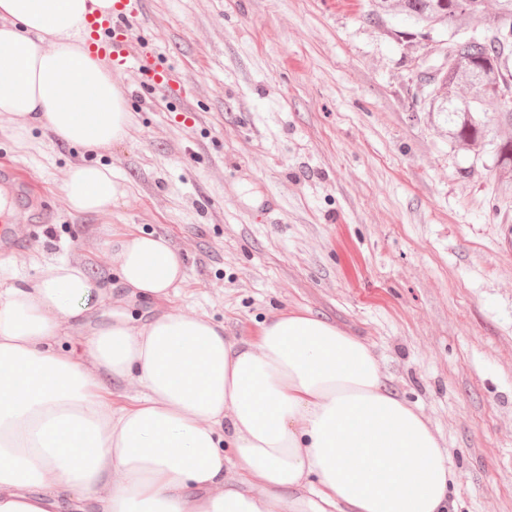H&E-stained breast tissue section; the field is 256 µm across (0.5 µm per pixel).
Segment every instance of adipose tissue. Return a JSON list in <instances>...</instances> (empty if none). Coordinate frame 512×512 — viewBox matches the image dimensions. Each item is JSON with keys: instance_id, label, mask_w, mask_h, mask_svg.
I'll return each mask as SVG.
<instances>
[{"instance_id": "ef3b65f1", "label": "adipose tissue", "mask_w": 512, "mask_h": 512, "mask_svg": "<svg viewBox=\"0 0 512 512\" xmlns=\"http://www.w3.org/2000/svg\"><path fill=\"white\" fill-rule=\"evenodd\" d=\"M111 5L0 0V116L18 142L34 124L88 149L128 137L125 94L86 46ZM63 191L77 214L127 195L99 164L73 166ZM111 250L121 286L161 309L112 321L83 353L58 343L107 294L82 262L0 290V512L75 496L94 512H450L447 450L363 340L306 310L232 339L171 307L185 269L166 238L124 234ZM125 384L136 396L114 405Z\"/></svg>"}]
</instances>
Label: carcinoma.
Wrapping results in <instances>:
<instances>
[{
	"instance_id": "obj_1",
	"label": "carcinoma",
	"mask_w": 512,
	"mask_h": 512,
	"mask_svg": "<svg viewBox=\"0 0 512 512\" xmlns=\"http://www.w3.org/2000/svg\"><path fill=\"white\" fill-rule=\"evenodd\" d=\"M371 12L399 13L422 31H448L453 51V65L434 79L428 111L444 115L448 134L456 142L480 152L486 145L487 125L482 117L484 106L498 107V122L512 127V106L502 104L497 87L512 70L503 65L512 56V0H370ZM472 20L487 24L488 35L482 39L459 37V31ZM465 91L457 94L460 84ZM497 166L504 189L512 193V137L495 143Z\"/></svg>"
}]
</instances>
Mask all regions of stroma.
I'll return each instance as SVG.
<instances>
[{
    "instance_id": "stroma-1",
    "label": "stroma",
    "mask_w": 512,
    "mask_h": 512,
    "mask_svg": "<svg viewBox=\"0 0 512 512\" xmlns=\"http://www.w3.org/2000/svg\"><path fill=\"white\" fill-rule=\"evenodd\" d=\"M129 60L112 69L134 116L126 140L88 151L42 127L18 144L0 120V165L46 190V224L0 253V289L82 261L111 285L91 298L82 350L113 318L152 314L112 268L115 236L155 233L183 258L171 304L256 337L307 310L362 338L390 385L433 428L459 474L456 512H512V196L490 126L481 154L412 103V25L368 0H141ZM170 72L145 91L140 60ZM110 166L126 198L71 211L73 165Z\"/></svg>"
}]
</instances>
